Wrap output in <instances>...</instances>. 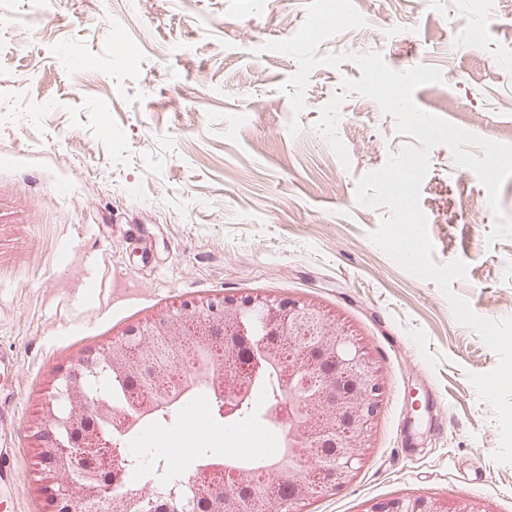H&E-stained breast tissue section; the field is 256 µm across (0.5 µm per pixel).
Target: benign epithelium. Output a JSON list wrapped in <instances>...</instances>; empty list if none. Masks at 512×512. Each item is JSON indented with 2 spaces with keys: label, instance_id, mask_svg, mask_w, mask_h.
Wrapping results in <instances>:
<instances>
[{
  "label": "benign epithelium",
  "instance_id": "1",
  "mask_svg": "<svg viewBox=\"0 0 512 512\" xmlns=\"http://www.w3.org/2000/svg\"><path fill=\"white\" fill-rule=\"evenodd\" d=\"M261 316L265 335L249 334V317ZM195 336L210 351H224V364L207 365L208 386L230 419L253 399L257 373L270 366H288L283 397L266 407L278 423L290 448H306L308 462L267 470L263 485H278L291 475L283 512L325 492L350 483L359 469L369 426L381 408V368L338 319L303 299L268 295L207 296L173 305L129 326L118 338L74 352L54 374L32 425L36 451L37 490L43 512H128L130 500L140 495L114 493L102 470L112 457V445L101 439L94 423L110 421L127 434L158 410L145 398L125 408L92 398L81 385L85 370L102 368L120 379L139 382L148 374V349L156 345L176 349ZM331 448L328 468L310 467ZM255 484L252 471L235 469V483L222 490L198 486L207 512H251L248 494ZM369 512H483L472 499L457 507L435 498H398L377 503Z\"/></svg>",
  "mask_w": 512,
  "mask_h": 512
}]
</instances>
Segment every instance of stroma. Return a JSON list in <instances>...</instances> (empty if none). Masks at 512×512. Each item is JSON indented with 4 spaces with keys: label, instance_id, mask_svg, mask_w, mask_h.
<instances>
[{
    "label": "stroma",
    "instance_id": "1",
    "mask_svg": "<svg viewBox=\"0 0 512 512\" xmlns=\"http://www.w3.org/2000/svg\"><path fill=\"white\" fill-rule=\"evenodd\" d=\"M309 0H7L0 27V352L13 356L12 512H42L30 426L44 388L76 350L97 346L157 310L210 295L264 292L316 302L343 322L383 372V408L348 485L302 512H367L411 495L512 512V464L494 460L500 431L470 377L498 357L458 323L438 286L370 235L390 210L360 205L359 180L409 142L394 116L342 93L351 60L320 65L304 107L284 86L297 60L263 52L303 24ZM363 26L319 54L371 51L393 70L439 68L416 104L480 137L512 128V0H361ZM125 28L137 64L67 70L57 54L118 53ZM343 95L338 134L349 166L317 127ZM49 98L57 107L31 116ZM420 188L439 264L479 317L512 316V239L489 241L495 218L477 175L451 150L430 153Z\"/></svg>",
    "mask_w": 512,
    "mask_h": 512
}]
</instances>
